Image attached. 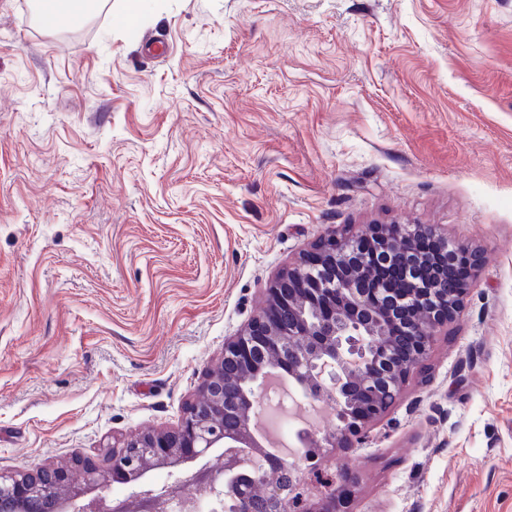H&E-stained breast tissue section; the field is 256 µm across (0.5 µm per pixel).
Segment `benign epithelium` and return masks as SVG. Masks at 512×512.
<instances>
[{
  "label": "benign epithelium",
  "instance_id": "obj_1",
  "mask_svg": "<svg viewBox=\"0 0 512 512\" xmlns=\"http://www.w3.org/2000/svg\"><path fill=\"white\" fill-rule=\"evenodd\" d=\"M396 228V224L369 225L350 237H330L312 245L271 281L266 288L264 312L251 319L243 332L224 339L222 357L207 372L200 391L187 404L176 426L113 443L102 466L76 460L86 484L92 486L140 478L156 463L179 466L192 462L213 448L223 449V467L200 470L185 479L176 492L144 490L112 506L98 500L73 512H165L173 494L185 502L193 498L197 487L205 490L212 512L224 507L228 495L236 502V512H256L253 488L238 484V473L247 465L252 466L258 479L268 468L296 470L294 462L284 465L269 459L250 427L261 399L270 402L278 395V405H285L288 394L268 381L277 371L286 373L305 396L336 402L343 428L328 438L331 446L361 443L364 428L389 408V404L379 402L380 393L386 390L398 398L435 336L459 309L481 264L479 251L448 239L432 225L421 226L448 254L447 273H453L461 262L467 267L468 278L455 297L440 300L437 307L420 309L413 316L396 310L406 324L405 333L418 337L413 351L404 356L377 331L378 303L361 277L362 262L368 259L385 264L393 254L401 253L410 266L423 262L414 239L393 234ZM338 261L353 265V270L336 284L325 279L323 272ZM306 304L314 307V315L296 316L288 326L279 320L280 311L292 312ZM357 391L368 409L364 419L352 424L348 405ZM228 414L240 416L239 422L225 426L224 416ZM317 447L316 434L297 432L295 448L299 457H308V449ZM317 479L327 488L317 511L310 508V488L299 477L286 490L276 483L268 486L264 497L275 505L273 512H338L336 507L344 503L346 489L354 484L352 473H320ZM47 499L55 500L57 512L74 501L68 469L43 465L0 471V512H37L38 504Z\"/></svg>",
  "mask_w": 512,
  "mask_h": 512
}]
</instances>
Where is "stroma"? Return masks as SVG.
Returning <instances> with one entry per match:
<instances>
[{
    "label": "stroma",
    "mask_w": 512,
    "mask_h": 512,
    "mask_svg": "<svg viewBox=\"0 0 512 512\" xmlns=\"http://www.w3.org/2000/svg\"><path fill=\"white\" fill-rule=\"evenodd\" d=\"M22 2L0 0V471L176 425L311 244L432 224L481 252L474 285L320 468L354 475L345 512H512V0H142L131 24L108 0L53 32Z\"/></svg>",
    "instance_id": "stroma-1"
}]
</instances>
